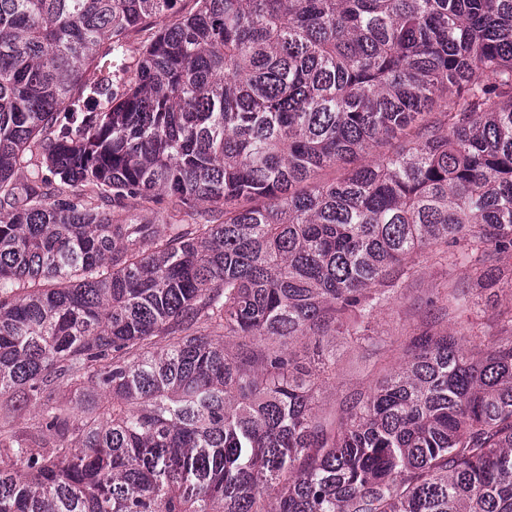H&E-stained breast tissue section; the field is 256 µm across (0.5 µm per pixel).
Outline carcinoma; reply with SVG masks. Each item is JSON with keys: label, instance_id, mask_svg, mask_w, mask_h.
Returning a JSON list of instances; mask_svg holds the SVG:
<instances>
[{"label": "carcinoma", "instance_id": "1", "mask_svg": "<svg viewBox=\"0 0 512 512\" xmlns=\"http://www.w3.org/2000/svg\"><path fill=\"white\" fill-rule=\"evenodd\" d=\"M176 4L0 0V512H512V336L315 411L413 253L506 276L512 0Z\"/></svg>", "mask_w": 512, "mask_h": 512}]
</instances>
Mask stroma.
Segmentation results:
<instances>
[{"mask_svg": "<svg viewBox=\"0 0 512 512\" xmlns=\"http://www.w3.org/2000/svg\"><path fill=\"white\" fill-rule=\"evenodd\" d=\"M469 288L471 311H477L475 320L483 323L491 339L512 335V330L497 320L499 311L512 307V292L502 291L491 300H482L475 292L473 272L469 265H448L446 260L429 252L416 255L409 276L403 278L389 301L381 307L373 320V333L362 342L350 336L337 334L326 338L324 346L336 355V375L323 384L316 398V411L333 420L339 418L345 397L364 392L405 358V338L439 326L460 330L469 324V313L451 310L449 316L435 319L429 300L438 306L448 304V293L454 285Z\"/></svg>", "mask_w": 512, "mask_h": 512, "instance_id": "35a3bbf8", "label": "stroma"}]
</instances>
